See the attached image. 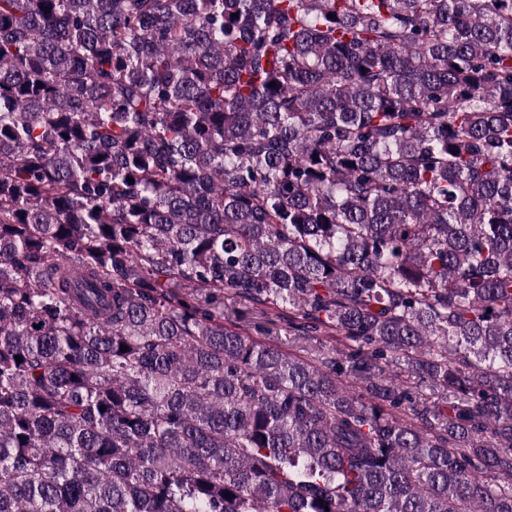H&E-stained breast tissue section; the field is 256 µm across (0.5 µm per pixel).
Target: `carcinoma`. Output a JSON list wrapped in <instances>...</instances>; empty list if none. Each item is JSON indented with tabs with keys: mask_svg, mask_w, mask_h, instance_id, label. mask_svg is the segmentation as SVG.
Instances as JSON below:
<instances>
[{
	"mask_svg": "<svg viewBox=\"0 0 512 512\" xmlns=\"http://www.w3.org/2000/svg\"><path fill=\"white\" fill-rule=\"evenodd\" d=\"M0 512H512V0H0ZM273 314H276V311L273 312ZM268 315L266 319L272 320L274 324L271 322L266 321V319H257L256 322H260L266 326H269L271 328H275L274 331H277V335L273 333V335H265L257 333L254 329V326L252 324V327H245V329H248L247 332L253 336L254 338H257L263 342H269L276 344L280 346V348L286 352L290 353H300V354H306V352H298V349L296 348V345H300L297 343H294L291 341L293 336H288V330L286 328V321L284 319L277 317L276 315ZM277 329V330H276Z\"/></svg>",
	"mask_w": 512,
	"mask_h": 512,
	"instance_id": "1",
	"label": "carcinoma"
}]
</instances>
